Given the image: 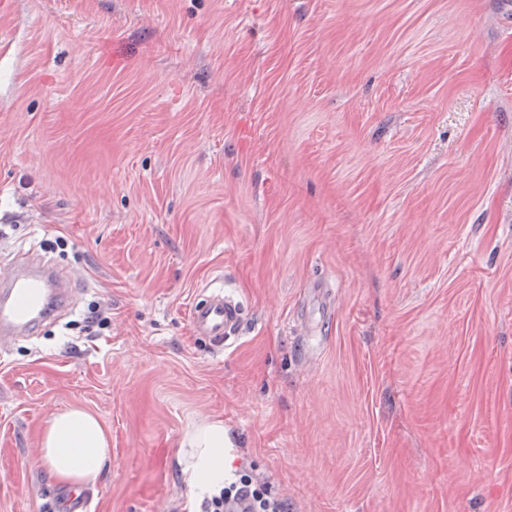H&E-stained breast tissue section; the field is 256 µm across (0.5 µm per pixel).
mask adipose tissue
I'll return each mask as SVG.
<instances>
[{
	"mask_svg": "<svg viewBox=\"0 0 512 512\" xmlns=\"http://www.w3.org/2000/svg\"><path fill=\"white\" fill-rule=\"evenodd\" d=\"M40 453L58 482L79 491L94 484L110 459L111 438L94 413L72 408L48 422L41 436ZM225 457L222 421L199 425L185 435L182 472L196 489L223 486Z\"/></svg>",
	"mask_w": 512,
	"mask_h": 512,
	"instance_id": "adipose-tissue-1",
	"label": "adipose tissue"
}]
</instances>
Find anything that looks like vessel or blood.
<instances>
[{
    "label": "vessel or blood",
    "mask_w": 512,
    "mask_h": 512,
    "mask_svg": "<svg viewBox=\"0 0 512 512\" xmlns=\"http://www.w3.org/2000/svg\"><path fill=\"white\" fill-rule=\"evenodd\" d=\"M72 286L70 279L36 256L25 254L0 269V335L34 334L62 308ZM197 335L214 347L226 346L243 319L241 305L223 290L212 291L190 310Z\"/></svg>",
    "instance_id": "b4317fda"
}]
</instances>
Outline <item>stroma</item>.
Here are the masks:
<instances>
[{
  "label": "stroma",
  "mask_w": 512,
  "mask_h": 512,
  "mask_svg": "<svg viewBox=\"0 0 512 512\" xmlns=\"http://www.w3.org/2000/svg\"><path fill=\"white\" fill-rule=\"evenodd\" d=\"M505 2L0 0V263L75 276L0 353V512L66 494L72 407L112 437L93 512H199L214 420L288 512H512ZM190 323L194 332L205 336L216 348L227 347V342L238 336L237 330L243 319L241 305L223 289H215L206 299L196 302L190 310Z\"/></svg>",
  "instance_id": "obj_1"
}]
</instances>
